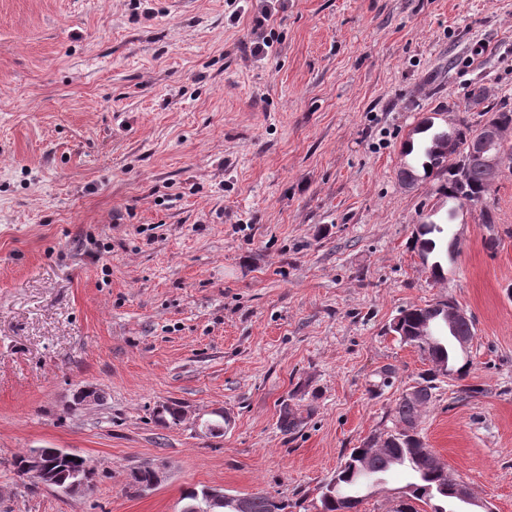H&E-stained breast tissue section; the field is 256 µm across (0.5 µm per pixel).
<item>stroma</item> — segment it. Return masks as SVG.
I'll list each match as a JSON object with an SVG mask.
<instances>
[{
  "mask_svg": "<svg viewBox=\"0 0 512 512\" xmlns=\"http://www.w3.org/2000/svg\"><path fill=\"white\" fill-rule=\"evenodd\" d=\"M263 3L0 0V512H180L204 486L306 512L429 367L393 318L446 298L481 392L444 380L418 431L512 512V159L441 280L412 247L440 198L398 178L423 120L512 108V0H287L256 57ZM32 448L93 490L18 476ZM271 17V10L263 9L259 12V16H256L253 20V26L251 29V34L253 35V40L251 44L253 45L251 52L258 56L260 54L264 55L265 49L269 48V41L267 36L264 35L266 31V27L268 26V21Z\"/></svg>",
  "mask_w": 512,
  "mask_h": 512,
  "instance_id": "obj_1",
  "label": "stroma"
}]
</instances>
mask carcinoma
Listing matches in <instances>:
<instances>
[{
  "label": "carcinoma",
  "mask_w": 512,
  "mask_h": 512,
  "mask_svg": "<svg viewBox=\"0 0 512 512\" xmlns=\"http://www.w3.org/2000/svg\"><path fill=\"white\" fill-rule=\"evenodd\" d=\"M415 133L426 134L417 148L421 152L422 162L418 167H403L399 171V180L404 182L413 179L422 168L424 177H432L438 181L436 194L459 206L481 203L490 195L493 183L485 179L480 165L469 152V146L478 138L480 129H474L465 123H460L453 129L459 151L448 160L446 168L437 165L435 149L448 135V131L428 124L416 129ZM428 166L431 167L429 171L426 170ZM446 227L447 224L431 219L422 223L419 230V250L423 259L426 260L434 254L438 244L444 241ZM447 306L446 300L412 306L400 313L398 325L390 327V330L399 336L401 342L416 348L429 363H448L455 367L457 379L462 380L468 375L469 363L457 365L456 337L474 335L473 324H463L455 330L449 329L442 317V309ZM422 320L430 323L432 335H412V330ZM420 379L426 399L418 404L398 400L395 413L400 423L416 420L422 407L430 402L432 391L438 389L437 383L440 379L433 369H427ZM392 436V445L384 451L374 449L368 441L362 447L352 449L333 477L336 481V496L320 500L324 512H360V506L365 500L360 489L380 485L383 476L398 466L404 467L408 472L409 481L404 491V499L399 501L394 512H419L416 508L418 503L428 506L430 512H457L456 500L451 495L452 488L461 483L456 474L448 470V466L432 449L419 450L420 439H412L397 430ZM249 497L250 512H288L286 501L267 493H251ZM182 499L186 500L182 512H206L203 490L190 489L183 494Z\"/></svg>",
  "instance_id": "carcinoma-1"
}]
</instances>
